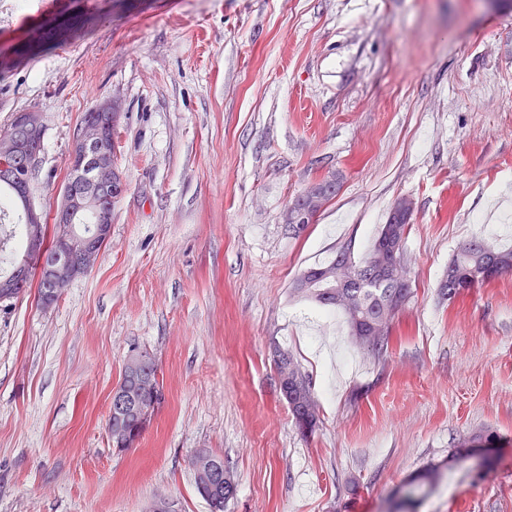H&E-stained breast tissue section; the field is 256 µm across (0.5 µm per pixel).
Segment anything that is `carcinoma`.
Returning <instances> with one entry per match:
<instances>
[{
  "label": "carcinoma",
  "instance_id": "1",
  "mask_svg": "<svg viewBox=\"0 0 512 512\" xmlns=\"http://www.w3.org/2000/svg\"><path fill=\"white\" fill-rule=\"evenodd\" d=\"M0 132L14 134L21 151L43 144L44 127L28 128L20 112L14 113L7 128ZM325 183L326 179L322 178L289 201L285 222L294 235L307 228V224L300 222L301 213L318 216L336 196L337 191H326ZM400 204L401 201H396L386 224L363 258L354 260L350 248L346 247L334 260L304 269L291 283L294 295L341 311L356 341L378 354L388 347L393 320L411 295L410 288L399 286L392 278L394 266L403 264L405 238L410 228L408 211ZM11 208L18 211L23 203L11 185L0 182V210ZM17 239L21 241V249H26L25 225L0 224V281L12 272V243ZM511 271L512 249H498L482 238H474L449 260L440 293L451 300ZM274 365L277 376L285 378L288 385V408L296 428L303 435L313 431L318 412L310 374L289 349L284 350V360ZM120 426L141 432L145 429L138 412L128 414L120 422L108 417L107 427L112 429V439H117Z\"/></svg>",
  "mask_w": 512,
  "mask_h": 512
}]
</instances>
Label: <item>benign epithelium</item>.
<instances>
[{"label":"benign epithelium","mask_w":512,"mask_h":512,"mask_svg":"<svg viewBox=\"0 0 512 512\" xmlns=\"http://www.w3.org/2000/svg\"><path fill=\"white\" fill-rule=\"evenodd\" d=\"M112 130V105L105 104L86 116L81 124L70 153V169L79 173L92 168L86 182L65 189V203L58 212V222H74L78 212L93 209L102 215L93 232L81 234L70 227L56 241L58 261L49 269L42 289V306L53 305L76 277L86 273L96 263L101 252L100 245L107 242L112 229V206L127 190L126 183L116 184L112 176V157L103 155L98 147L109 137ZM39 162V151L21 153L12 142L0 149V181L19 185L21 197L26 205L28 252L42 253L46 249L41 211L30 201L31 177ZM27 258L20 259L13 276L0 282V294L9 296L25 287L27 280ZM153 363L150 353L143 350L130 352L125 362V379L113 390L111 415L120 417L131 407L130 389L149 390L152 378L149 367ZM193 457L200 468L203 482L200 490L207 496L224 492V483L233 482L224 472V463L212 459L198 448Z\"/></svg>","instance_id":"1"}]
</instances>
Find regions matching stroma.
<instances>
[{
	"label": "stroma",
	"mask_w": 512,
	"mask_h": 512,
	"mask_svg": "<svg viewBox=\"0 0 512 512\" xmlns=\"http://www.w3.org/2000/svg\"><path fill=\"white\" fill-rule=\"evenodd\" d=\"M0 127L39 112L33 201L53 213L86 112L123 114L128 190L95 266L51 307L0 303V512H210L191 453L232 468L226 512H512V273L447 300L451 256L512 248V9L486 0H0ZM337 196L292 235L289 200ZM415 203L411 295L387 352L291 292L362 257ZM309 372L301 435L274 347ZM165 401L107 432L132 348ZM489 436L484 456L474 434ZM435 481L405 500L425 471Z\"/></svg>",
	"instance_id": "1"
}]
</instances>
